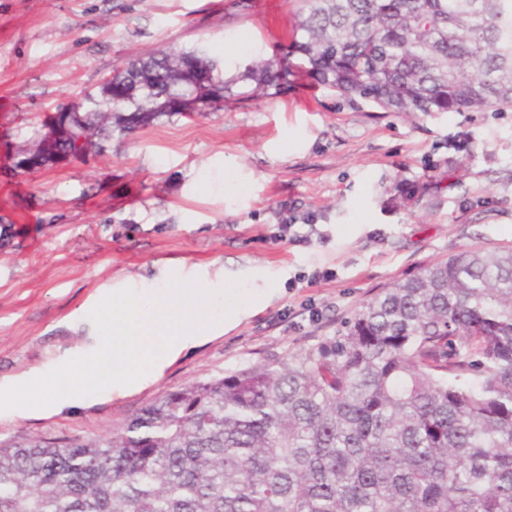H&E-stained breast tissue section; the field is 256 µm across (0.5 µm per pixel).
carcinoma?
I'll return each mask as SVG.
<instances>
[{
  "label": "carcinoma",
  "mask_w": 512,
  "mask_h": 512,
  "mask_svg": "<svg viewBox=\"0 0 512 512\" xmlns=\"http://www.w3.org/2000/svg\"><path fill=\"white\" fill-rule=\"evenodd\" d=\"M213 75L201 90L188 69ZM388 112L512 106V0H302L291 40L226 76L198 48L126 62L56 113L40 168L194 96L280 94L294 69ZM0 512H512V248L382 288L336 334L166 392L122 431L0 445Z\"/></svg>",
  "instance_id": "carcinoma-1"
}]
</instances>
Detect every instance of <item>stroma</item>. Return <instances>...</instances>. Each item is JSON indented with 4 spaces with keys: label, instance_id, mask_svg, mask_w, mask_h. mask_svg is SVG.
<instances>
[{
    "label": "stroma",
    "instance_id": "stroma-1",
    "mask_svg": "<svg viewBox=\"0 0 512 512\" xmlns=\"http://www.w3.org/2000/svg\"><path fill=\"white\" fill-rule=\"evenodd\" d=\"M297 0H0V380L79 349L88 307L128 280L223 274L273 300L183 351L140 390L0 413V444L119 431L164 392L290 358L379 288L467 247H512V107L386 112L297 74L280 95L164 116L105 154L19 175L26 134L103 76L170 46L233 63L288 44ZM316 215L310 243L279 225ZM331 268L316 285L298 274ZM320 312L299 317L302 307Z\"/></svg>",
    "mask_w": 512,
    "mask_h": 512
}]
</instances>
